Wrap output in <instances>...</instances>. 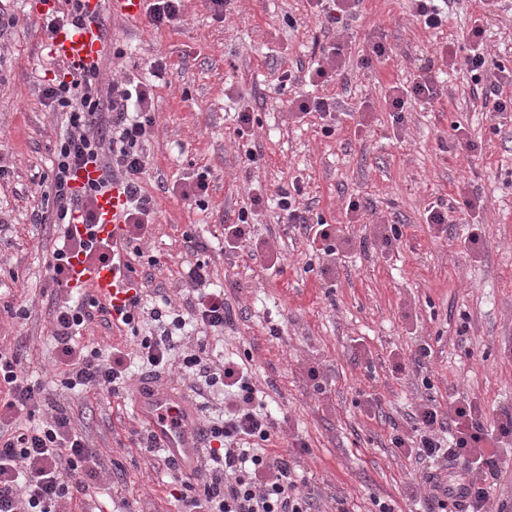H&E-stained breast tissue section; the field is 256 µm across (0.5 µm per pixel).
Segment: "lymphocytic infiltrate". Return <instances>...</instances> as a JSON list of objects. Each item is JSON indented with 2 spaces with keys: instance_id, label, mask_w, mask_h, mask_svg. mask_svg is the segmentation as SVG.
Returning <instances> with one entry per match:
<instances>
[{
  "instance_id": "f902f5d3",
  "label": "lymphocytic infiltrate",
  "mask_w": 512,
  "mask_h": 512,
  "mask_svg": "<svg viewBox=\"0 0 512 512\" xmlns=\"http://www.w3.org/2000/svg\"><path fill=\"white\" fill-rule=\"evenodd\" d=\"M466 64L474 81L480 82L482 96L492 99L494 111L512 112V71L478 50L471 51ZM97 78V67L71 69L66 78L43 90L66 122L54 151L50 183L54 203L50 220L60 229L50 268L53 281L61 287L68 283L71 256L101 262L112 249L109 241L96 245L72 235L68 228L77 212L84 223H94V197L112 181H121L127 196L126 242L144 239L153 214L152 198L141 185L147 165L143 145L155 124L153 87L116 79L104 91ZM88 164L97 165L102 177L75 187V171ZM301 194L296 184L279 191L282 223L314 229L324 254H335V228L323 221L311 224L299 202ZM184 282L187 311L177 309L167 297L147 310L138 295L114 311L126 325L143 315L157 323L159 335L141 339L136 350L148 373L159 375L179 361L197 379L193 391L218 384L224 388L222 420L201 432L200 467L187 473L176 461H163L176 475L171 495L178 512H312L309 496L298 487V458L271 447L279 436V422L266 412L247 368L232 359L213 361L201 348L179 349L174 334L187 322L218 332L233 320L223 292L209 286L207 263L189 264ZM114 312L84 294L56 309L52 337L64 368L65 388L115 395L126 383L122 352L75 342L96 318ZM0 386L8 391L0 400V419L11 422L9 432L0 433V512H62L66 502L86 495L88 479L97 475V452L73 427L66 408L51 399L41 384L21 374L16 355L1 350ZM482 416V409L465 399L450 401L444 412L429 401L416 407L412 435H393L394 448L427 466L420 478L430 487L428 512H488L499 475V445L512 438V416L491 430L483 426ZM458 461L469 464L467 481L460 487L448 477L449 468Z\"/></svg>"
}]
</instances>
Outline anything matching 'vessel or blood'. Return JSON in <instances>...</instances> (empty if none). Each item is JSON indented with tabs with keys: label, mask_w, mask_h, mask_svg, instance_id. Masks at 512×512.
<instances>
[{
	"label": "vessel or blood",
	"mask_w": 512,
	"mask_h": 512,
	"mask_svg": "<svg viewBox=\"0 0 512 512\" xmlns=\"http://www.w3.org/2000/svg\"><path fill=\"white\" fill-rule=\"evenodd\" d=\"M49 56L68 67H91L106 50V40L99 27L83 24L64 28L53 34L47 43ZM125 193L120 183L98 195L94 201L96 228L73 222L71 228L80 237L92 236L112 243V259L92 265L85 258L70 263L69 284L87 290L96 298L115 304L127 300L128 289L138 280L128 266L122 247L125 230L123 219ZM135 409L158 448L175 460L184 470L198 467L200 452L197 443L199 417L194 404L184 395L160 387L152 378H143L135 392Z\"/></svg>",
	"instance_id": "vessel-or-blood-1"
}]
</instances>
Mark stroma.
<instances>
[{
  "label": "stroma",
  "mask_w": 512,
  "mask_h": 512,
  "mask_svg": "<svg viewBox=\"0 0 512 512\" xmlns=\"http://www.w3.org/2000/svg\"><path fill=\"white\" fill-rule=\"evenodd\" d=\"M30 0H0L16 24L0 38V347L19 356L29 379L66 406L100 458V475L83 501L65 512H177L168 489L173 474L157 454L129 439L140 422L131 368L117 396L64 388L55 364L51 320L68 289L53 286L48 263L55 227L37 222L52 203L51 160L62 119L42 95L60 73L47 56L45 15ZM98 17L110 43L98 81L127 76L154 85L156 124L144 144V191L153 199L151 233L132 264L146 307L159 293L182 305L183 274L192 259L208 262L234 323L209 339L212 359L244 363L273 416L283 418L279 450L289 436L303 439L299 454L315 512H423L429 489L419 465L392 447L393 432L411 434L410 417L426 397L447 405L463 395L480 404L493 429L512 415V120H493L472 96L464 58L475 22L485 30L487 56L512 70V0L485 10L481 0H452L440 28L420 25L411 0H362L342 33L315 16L309 0H235L218 18L209 0H183L179 24L154 28L146 19ZM342 41L346 64L327 85L303 76L320 50ZM388 55L362 66L372 43ZM454 44V63L440 51ZM164 61L154 77L155 61ZM293 71V81L282 75ZM432 71L443 92L432 103L409 102L402 123L387 105L390 88ZM337 102L331 132L317 114L296 117L297 97ZM249 107L253 124L239 131L237 114ZM475 143L472 154L454 147L455 127ZM257 161H249V151ZM206 175V206L184 199L181 187ZM302 187L311 215L333 224L339 238L360 241L399 225L389 249L341 248L331 260L310 237L280 223L273 200L291 183ZM259 184L269 198L251 226V239L269 242L275 269L249 249L224 250V227L249 203ZM479 196L482 209L453 202ZM358 201L351 211L350 201ZM449 203L446 230L427 223L430 202ZM480 252L467 250L470 234ZM203 245L188 253L185 236ZM155 256L148 265L146 256ZM155 329L96 321L81 345L136 349ZM431 348L420 369L401 372L399 359L418 345Z\"/></svg>",
  "instance_id": "35a3bbf8"
}]
</instances>
